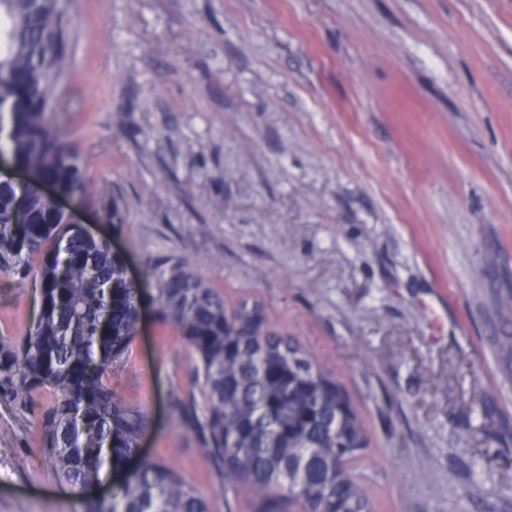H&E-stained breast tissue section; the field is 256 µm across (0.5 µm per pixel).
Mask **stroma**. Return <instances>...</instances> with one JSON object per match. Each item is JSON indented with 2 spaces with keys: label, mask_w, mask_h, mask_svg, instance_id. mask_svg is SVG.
Here are the masks:
<instances>
[{
  "label": "stroma",
  "mask_w": 512,
  "mask_h": 512,
  "mask_svg": "<svg viewBox=\"0 0 512 512\" xmlns=\"http://www.w3.org/2000/svg\"><path fill=\"white\" fill-rule=\"evenodd\" d=\"M61 3L48 118L122 212L72 207L144 294L109 376L146 418L143 457L209 512H252L183 418L196 355L148 278L178 256L345 388L373 512H512V0ZM36 277L0 272V331L26 332ZM87 496L0 403V512Z\"/></svg>",
  "instance_id": "35a3bbf8"
}]
</instances>
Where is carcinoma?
<instances>
[{
	"label": "carcinoma",
	"instance_id": "carcinoma-1",
	"mask_svg": "<svg viewBox=\"0 0 512 512\" xmlns=\"http://www.w3.org/2000/svg\"><path fill=\"white\" fill-rule=\"evenodd\" d=\"M59 0H0V151L90 200L79 148L48 121L68 69ZM37 262L39 308L22 336L0 333V401L33 416L44 466L58 480L123 479L82 512H209L178 472L145 461L132 471L146 420L103 377L140 332V291L109 242L78 234L53 198L0 184V267ZM162 322L197 354L202 405L187 423L224 483L251 495L253 512H280L288 489L304 512H370L365 481L345 462L366 448L361 420L340 385L294 338L268 328L263 307L224 297L187 262L150 268Z\"/></svg>",
	"mask_w": 512,
	"mask_h": 512
}]
</instances>
